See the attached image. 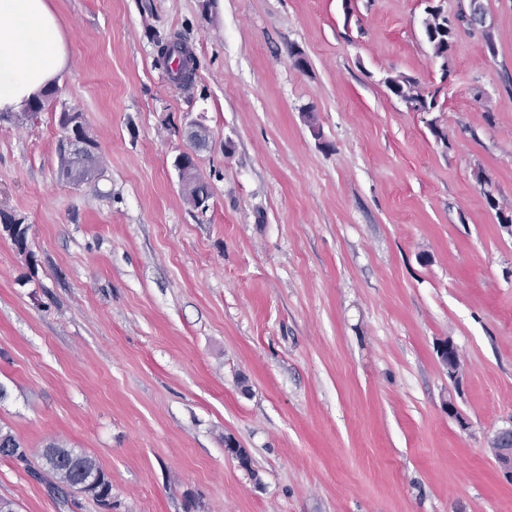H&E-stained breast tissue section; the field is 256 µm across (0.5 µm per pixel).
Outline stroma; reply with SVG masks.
<instances>
[{
    "instance_id": "obj_1",
    "label": "stroma",
    "mask_w": 512,
    "mask_h": 512,
    "mask_svg": "<svg viewBox=\"0 0 512 512\" xmlns=\"http://www.w3.org/2000/svg\"><path fill=\"white\" fill-rule=\"evenodd\" d=\"M204 2L52 0L70 68L36 117L0 120V219L29 227L23 253L0 229V425L29 450L0 458V498L512 512L490 450L512 422V236L484 198L512 208V0H484L444 63L426 0ZM174 37L186 91L156 63ZM398 74L440 112L409 111ZM69 109L98 144L80 183L60 175ZM191 150L203 212L174 167ZM53 440L99 463L111 507L41 479ZM387 89L401 100H405L407 108L413 112L414 102L408 100H415L418 97V90L420 89L417 81L405 75L388 76L384 80Z\"/></svg>"
}]
</instances>
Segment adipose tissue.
Returning <instances> with one entry per match:
<instances>
[{"instance_id":"adipose-tissue-1","label":"adipose tissue","mask_w":512,"mask_h":512,"mask_svg":"<svg viewBox=\"0 0 512 512\" xmlns=\"http://www.w3.org/2000/svg\"><path fill=\"white\" fill-rule=\"evenodd\" d=\"M70 62L68 37L51 0H0V115L43 99Z\"/></svg>"}]
</instances>
